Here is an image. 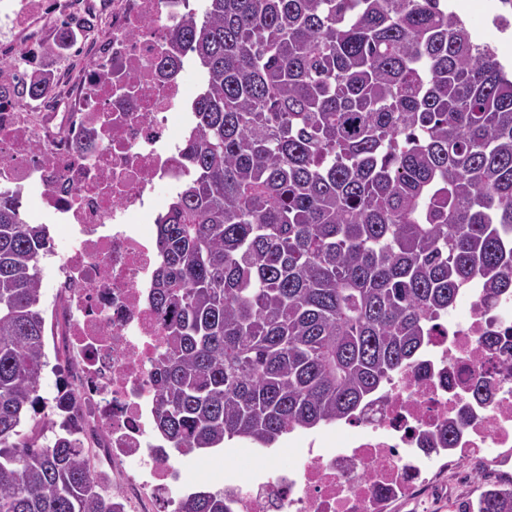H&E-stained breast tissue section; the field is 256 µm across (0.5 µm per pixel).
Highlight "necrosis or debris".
<instances>
[{"label":"necrosis or debris","mask_w":512,"mask_h":512,"mask_svg":"<svg viewBox=\"0 0 512 512\" xmlns=\"http://www.w3.org/2000/svg\"><path fill=\"white\" fill-rule=\"evenodd\" d=\"M186 0H0V59L8 79L32 80L44 47L64 65L49 90L18 105L0 96V189L16 193L68 238L53 274L60 349L78 436L96 472L111 470L125 512H173L192 478L154 435L152 374L162 336L148 293L157 263L152 226L182 179L180 112L195 73L163 68ZM417 364L396 375L349 425L307 443L302 464L227 475L216 488L233 512H378L381 499L421 496L428 437L456 433L455 468L512 467V297L485 301L466 286ZM503 336L491 350L485 337ZM493 380L477 399L474 373Z\"/></svg>","instance_id":"necrosis-or-debris-1"}]
</instances>
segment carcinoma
<instances>
[{
	"label": "carcinoma",
	"mask_w": 512,
	"mask_h": 512,
	"mask_svg": "<svg viewBox=\"0 0 512 512\" xmlns=\"http://www.w3.org/2000/svg\"><path fill=\"white\" fill-rule=\"evenodd\" d=\"M170 39L206 80L149 293L177 453L351 421L471 279L512 296V78L441 0H202ZM49 244L0 191V512H124L71 405L39 394ZM178 512L231 505L200 490ZM474 512H512V488Z\"/></svg>",
	"instance_id": "carcinoma-1"
}]
</instances>
